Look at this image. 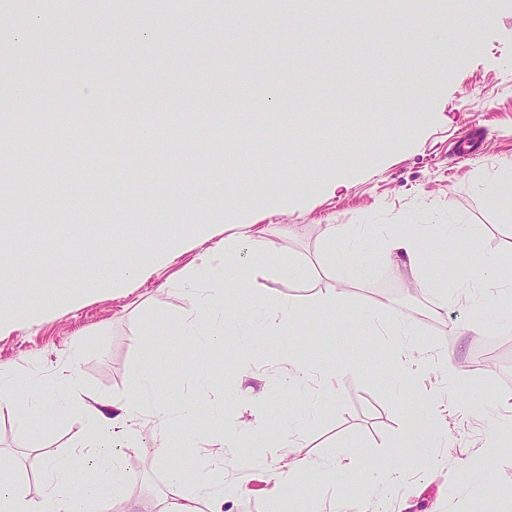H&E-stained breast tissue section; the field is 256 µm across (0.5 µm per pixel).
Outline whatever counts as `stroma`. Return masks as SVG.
Instances as JSON below:
<instances>
[{
  "mask_svg": "<svg viewBox=\"0 0 512 512\" xmlns=\"http://www.w3.org/2000/svg\"><path fill=\"white\" fill-rule=\"evenodd\" d=\"M9 2L0 0V35L23 30L26 45L42 53L34 70L29 56L0 44V71L28 76L0 88V108L13 112L5 123L26 116L30 146L42 157L35 171L10 155L0 166V186L11 194L0 225L29 233L0 259V279L16 286L13 324L0 329V364L12 366L20 384L36 380L44 389L35 412L0 410V462L13 468L27 497L45 492L35 459L64 455L86 435L79 406L63 412L55 401L57 372L67 370L88 395L109 399L132 392L148 366L172 401L198 391L204 408L193 446L174 447L170 460L152 467L129 460L125 493L112 512H159L170 468L201 472L206 448L219 440L217 409L225 429L247 435L224 457L228 474L256 448L277 458L276 429L293 420L302 426L296 455L319 459L342 446L358 456L349 483L357 512L374 508V463L410 474L392 500L408 504V512H512V431L499 433L496 448L486 446L495 419L512 414V326L492 320L481 334L460 331L479 312L495 313L499 289L512 284V202L492 193L512 174V0H500L494 20L461 55L454 40L430 41L416 18L404 42L369 21L356 32L329 23L288 41L276 23L224 0L190 9L169 0L147 9L136 0H104L97 13L71 16L66 28L22 26ZM148 26L160 49L139 42ZM433 68L446 76L431 84ZM272 84L282 90L274 105L265 96ZM401 107L414 124L390 129L388 116ZM145 123L156 126L148 146L125 139V129ZM473 129L478 141L459 153ZM200 153L206 165L197 163ZM293 179L318 188L309 196L260 195L247 208L232 198L242 184ZM210 182L227 193L222 209L152 205L158 194L199 193ZM49 213L62 224L111 225L141 275L116 284L107 273L102 287H86L83 267L95 254L58 250L52 239L32 249ZM458 222L472 225L475 236L452 245L424 241L425 273L450 286L449 249L462 257L496 254L494 284L450 287L441 303L413 288L410 267L381 263L395 225L412 232ZM234 224L291 225L289 235L276 237L274 253L252 257V295L295 300L310 311L298 335L281 331L272 350L241 354V333L223 352L176 355L172 327L206 317L199 295L234 293L232 266L206 281L182 279L184 269L223 248ZM326 224L351 225V248L366 262L361 277L339 280L341 248L323 235ZM336 285L345 290L340 309H314L320 289ZM373 305L383 320L402 318L425 354L452 353L459 393L487 407L450 420V469L425 472L404 445L409 408L422 391L400 382L394 349L361 319ZM279 351L296 352L310 371L337 372L339 395L320 398L312 382L300 394L284 392ZM221 360L234 372L214 374L197 389L196 372ZM267 480L251 478L230 512H322L323 496L309 489L272 501Z\"/></svg>",
  "mask_w": 512,
  "mask_h": 512,
  "instance_id": "1",
  "label": "stroma"
}]
</instances>
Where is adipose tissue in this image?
<instances>
[{"label":"adipose tissue","instance_id":"ef3b65f1","mask_svg":"<svg viewBox=\"0 0 512 512\" xmlns=\"http://www.w3.org/2000/svg\"><path fill=\"white\" fill-rule=\"evenodd\" d=\"M417 7L434 36L441 38L458 20H490L495 3L494 0H452L448 10L438 12L433 10L430 0H418ZM473 233L468 224H422L416 234L394 235L383 258L391 264L403 256L416 267L420 264L423 239H456ZM252 278V268L245 267L237 279L238 298L247 303V310L232 311L218 323L210 320L203 324L194 320L181 322L176 327L181 342L207 350L223 347L230 325L254 314L259 316L261 326L296 329L303 318L300 304L276 303L261 309L250 305ZM393 366L408 383L432 378L453 385L459 377L452 357L430 359L403 344L397 347ZM85 413L88 436L81 446L74 448L67 457L43 461L41 469L47 481V492L41 500L29 499L18 488L13 472L0 466V512H95L103 501L122 497L126 487L123 460L128 453L139 451L138 439L144 427H151L154 434V458H166L171 452L168 399L158 391L151 372H143L135 390L125 398L91 399L85 405ZM447 413V407L427 398L407 424L405 445L418 449L424 469H437L446 463L439 450L438 437L444 432ZM300 433V427L282 425L280 445L286 453L280 456L277 466H269L265 458L255 456L234 479L224 470V451L235 447L241 434L237 431L223 433L219 447L211 451L206 472L193 476L177 472L171 476L162 512H224L225 505L244 488L249 475L268 469L273 472L266 491L270 499H283L294 488L315 483L322 491L332 492L329 509L338 512L343 501L338 491L347 487L353 461L340 449L319 461L293 455L291 449ZM86 469L95 470V479L83 478L82 472Z\"/></svg>","mask_w":512,"mask_h":512}]
</instances>
